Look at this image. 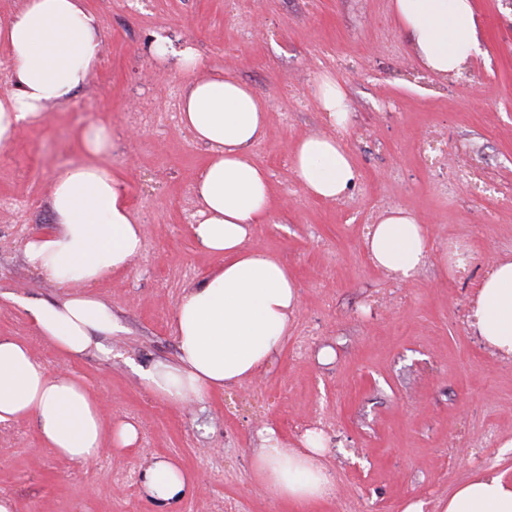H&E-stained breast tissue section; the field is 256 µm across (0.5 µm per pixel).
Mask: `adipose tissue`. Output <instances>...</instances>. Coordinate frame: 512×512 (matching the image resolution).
I'll return each mask as SVG.
<instances>
[{
  "instance_id": "obj_1",
  "label": "adipose tissue",
  "mask_w": 512,
  "mask_h": 512,
  "mask_svg": "<svg viewBox=\"0 0 512 512\" xmlns=\"http://www.w3.org/2000/svg\"><path fill=\"white\" fill-rule=\"evenodd\" d=\"M392 9L411 52L435 76L447 77L479 50L471 0H392ZM0 41L13 60L0 84L3 147L20 128L41 121L48 105L69 101L87 83L100 60L102 38L97 16L82 0H23L0 25ZM149 52L182 77L181 121L209 151L194 187L201 210L191 234L201 249L221 259L203 279L184 287L174 309L176 363L139 372L155 395L179 403L257 377L287 339L300 301L287 268L246 246L255 226L268 221L273 203L269 176L250 157L265 132L267 100L231 76L202 73L193 49L174 50L167 37L156 36ZM314 97L332 124L345 128L346 95L332 76L318 80ZM78 138L86 159L55 175L49 193L53 224L25 244L33 270L63 293L22 303L37 333L69 359L93 351L111 356L102 339L120 327L90 288L126 272L144 243L121 179L100 161L111 139L109 127L88 126ZM293 170L306 194L328 201L358 177L348 148L326 134L295 145ZM365 246L376 267L403 280L431 252L422 224L400 207L384 211L369 227ZM468 323L492 354L512 357V256L494 260ZM30 418L42 447L82 464L135 446L141 433L134 422H106L84 381L65 371L50 373L29 344L0 336V423ZM323 452L317 431H307L301 447L289 449L268 427L252 462L272 495L308 505L328 491L329 475L319 462ZM197 481L171 458L150 462L139 477L143 496L158 512H170ZM434 512H512V477L475 474Z\"/></svg>"
}]
</instances>
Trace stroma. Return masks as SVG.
<instances>
[{"label": "stroma", "mask_w": 512, "mask_h": 512, "mask_svg": "<svg viewBox=\"0 0 512 512\" xmlns=\"http://www.w3.org/2000/svg\"><path fill=\"white\" fill-rule=\"evenodd\" d=\"M100 19V61L87 83L42 122L0 147V336L26 341L53 371L85 379L108 421L141 426L133 448L79 464L39 445L31 421L0 425V496L17 512H154L139 473L175 459L200 482L180 512H299L257 480L251 450L260 429L300 447L320 429L333 477L326 501L306 512H403L414 500L447 499L480 470L512 473V359L493 357L465 315L472 291L445 270L448 243L470 244L485 276L512 254V7L474 0L480 52L442 79L413 59L391 0H85ZM196 51L205 71L234 75L268 99L264 136L252 156L273 192L269 220L250 250L276 257L294 277L300 307L271 366L242 385L173 404L154 395L139 369L174 362L172 314L183 288L217 265L189 226L194 185L207 159L169 110L182 84L148 52L154 33ZM331 74L351 120L342 138L359 170L357 192L308 196L293 172L298 140L331 133L313 86ZM112 130L103 161L118 174L144 227V249L127 271L93 285L121 330L104 337L111 357L60 355L30 325L18 298L51 299L23 247L52 224L55 174L83 153L77 134ZM447 151L497 185L473 198L465 181L445 185L423 163L430 127ZM410 209L433 244L407 281L375 267L369 225L385 210ZM335 357L324 363L323 348Z\"/></svg>", "instance_id": "1"}]
</instances>
